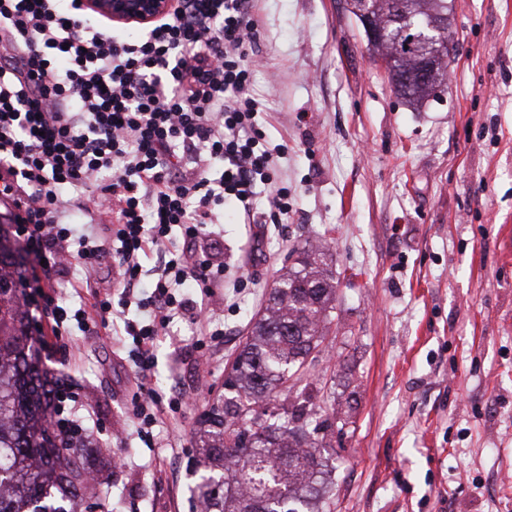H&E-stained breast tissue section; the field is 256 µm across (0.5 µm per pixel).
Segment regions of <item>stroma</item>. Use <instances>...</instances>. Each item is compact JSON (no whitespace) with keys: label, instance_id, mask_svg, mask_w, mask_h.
Segmentation results:
<instances>
[{"label":"stroma","instance_id":"1","mask_svg":"<svg viewBox=\"0 0 512 512\" xmlns=\"http://www.w3.org/2000/svg\"><path fill=\"white\" fill-rule=\"evenodd\" d=\"M440 101L396 94L347 0H258L253 72L287 216L218 207L212 326L178 318L148 378L113 330L40 347L98 446L112 512H193V436L289 251L326 238L336 307L310 370L329 427L324 512H512V0H448ZM157 394L141 435L137 404Z\"/></svg>","mask_w":512,"mask_h":512}]
</instances>
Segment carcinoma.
Returning <instances> with one entry per match:
<instances>
[{
  "mask_svg": "<svg viewBox=\"0 0 512 512\" xmlns=\"http://www.w3.org/2000/svg\"><path fill=\"white\" fill-rule=\"evenodd\" d=\"M350 2L353 15L370 9L384 24L398 54L392 69L415 70L414 51L404 45L418 34L391 18L392 0ZM393 85L411 103L432 94ZM330 247L306 243L291 252L232 363L228 395L209 406L195 433L199 512H319L325 421L312 402L306 363L324 340L336 302ZM22 268L17 245L0 234V512H77L96 495L88 479L95 465L83 453L80 425L72 423L64 442L54 424L58 379L35 348Z\"/></svg>",
  "mask_w": 512,
  "mask_h": 512,
  "instance_id": "carcinoma-1",
  "label": "carcinoma"
}]
</instances>
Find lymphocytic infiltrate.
Segmentation results:
<instances>
[{"label": "lymphocytic infiltrate", "mask_w": 512, "mask_h": 512, "mask_svg": "<svg viewBox=\"0 0 512 512\" xmlns=\"http://www.w3.org/2000/svg\"><path fill=\"white\" fill-rule=\"evenodd\" d=\"M255 0H175L171 13L127 40L92 20L80 0H0V215L28 272L53 308L40 339L109 328L124 319L128 358L150 374L155 343L177 317L200 321L223 263L199 251L215 208L230 201L254 216L257 186L277 214L288 193L274 179L280 152L258 129L251 58L260 37ZM222 165L219 180L209 177ZM104 216L112 250L62 214ZM181 248L167 249L173 233ZM155 253L150 287L141 261ZM121 270L119 298L94 275L105 254ZM80 266L91 307L55 304L60 280ZM195 284L199 298L187 297Z\"/></svg>", "instance_id": "1"}]
</instances>
